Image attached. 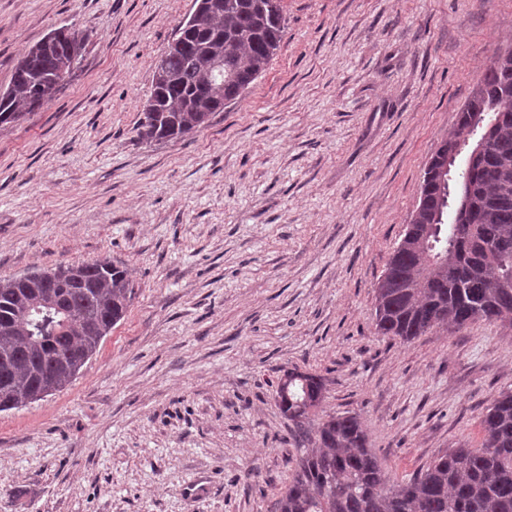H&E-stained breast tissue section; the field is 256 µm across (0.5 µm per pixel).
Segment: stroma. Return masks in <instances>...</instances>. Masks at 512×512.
Listing matches in <instances>:
<instances>
[{
    "instance_id": "35a3bbf8",
    "label": "stroma",
    "mask_w": 512,
    "mask_h": 512,
    "mask_svg": "<svg viewBox=\"0 0 512 512\" xmlns=\"http://www.w3.org/2000/svg\"><path fill=\"white\" fill-rule=\"evenodd\" d=\"M194 0H0V91L60 26L85 51L0 126V279L106 258L135 285L64 390L0 412V512H272L294 466L276 386L324 377L394 481L477 448L512 321L379 336L376 288L512 0H280L266 70L209 125L141 138Z\"/></svg>"
}]
</instances>
